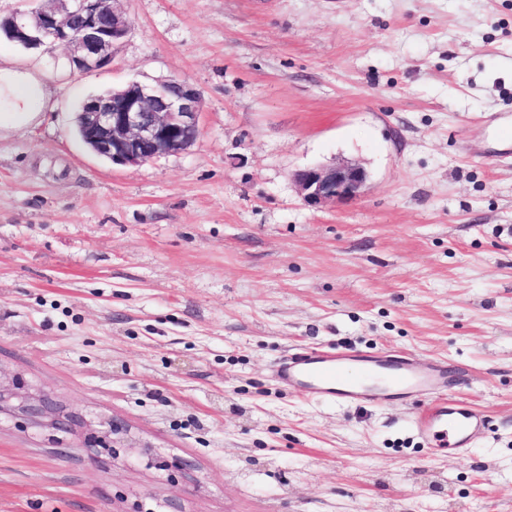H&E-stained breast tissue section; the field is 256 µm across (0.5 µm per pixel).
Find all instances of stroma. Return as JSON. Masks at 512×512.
I'll return each mask as SVG.
<instances>
[{
	"instance_id": "35a3bbf8",
	"label": "stroma",
	"mask_w": 512,
	"mask_h": 512,
	"mask_svg": "<svg viewBox=\"0 0 512 512\" xmlns=\"http://www.w3.org/2000/svg\"><path fill=\"white\" fill-rule=\"evenodd\" d=\"M111 64L55 74L0 135V376L52 394L113 453L0 417V512H512V0H120ZM170 77L201 94L186 151L93 154L89 95ZM360 161L356 198L298 170ZM457 364L490 421L428 450L414 405L275 385L305 348ZM179 459L180 470L163 468ZM367 177V170L360 162L347 161L299 170L293 178L304 202L318 206L358 196Z\"/></svg>"
}]
</instances>
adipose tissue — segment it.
I'll return each mask as SVG.
<instances>
[{"instance_id": "adipose-tissue-1", "label": "adipose tissue", "mask_w": 512, "mask_h": 512, "mask_svg": "<svg viewBox=\"0 0 512 512\" xmlns=\"http://www.w3.org/2000/svg\"><path fill=\"white\" fill-rule=\"evenodd\" d=\"M54 81L51 73L0 55V133L39 125Z\"/></svg>"}]
</instances>
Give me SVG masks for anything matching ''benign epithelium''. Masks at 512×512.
Returning <instances> with one entry per match:
<instances>
[{"instance_id":"7a95c632","label":"benign epithelium","mask_w":512,"mask_h":512,"mask_svg":"<svg viewBox=\"0 0 512 512\" xmlns=\"http://www.w3.org/2000/svg\"><path fill=\"white\" fill-rule=\"evenodd\" d=\"M128 30L117 0H49L41 8L0 20V34L26 50L51 36L69 51L74 69L87 71L112 62V49ZM201 115L198 91L186 80L169 78L156 86L129 82L85 99L75 121L85 145L114 165L139 166L187 150L197 139ZM368 173L359 162L299 170L294 181L304 202L318 206L358 196ZM9 406L29 424L65 433L85 426L77 414H59L44 395L18 392L0 384V411ZM96 437L95 451H112L124 432L114 420Z\"/></svg>"}]
</instances>
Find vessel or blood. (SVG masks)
I'll return each instance as SVG.
<instances>
[{"mask_svg": "<svg viewBox=\"0 0 512 512\" xmlns=\"http://www.w3.org/2000/svg\"><path fill=\"white\" fill-rule=\"evenodd\" d=\"M276 385L308 398L326 397L357 407L381 400L407 405L423 399L413 431L429 448L467 451L488 430L486 416L458 396V375L447 363H426L404 353L370 354L353 348L305 351L283 359Z\"/></svg>", "mask_w": 512, "mask_h": 512, "instance_id": "b4317fda", "label": "vessel or blood"}]
</instances>
